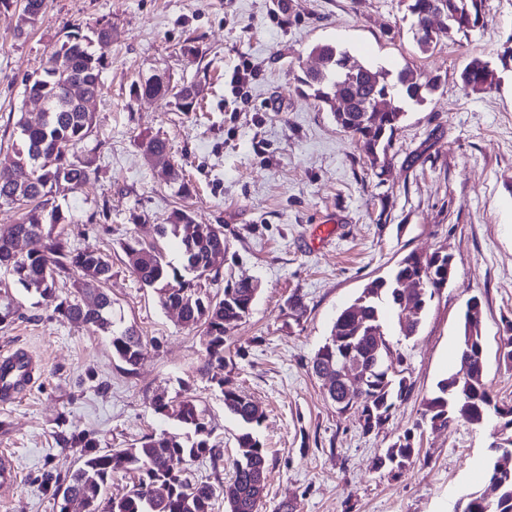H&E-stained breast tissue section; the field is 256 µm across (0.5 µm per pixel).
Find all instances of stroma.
Instances as JSON below:
<instances>
[{
	"mask_svg": "<svg viewBox=\"0 0 512 512\" xmlns=\"http://www.w3.org/2000/svg\"><path fill=\"white\" fill-rule=\"evenodd\" d=\"M17 17L15 0H0V157L17 138L18 117L39 121L24 83L43 74L65 34L75 26L114 32L91 104L96 125L77 149L95 172L56 202L71 216L61 230L74 246L109 255L112 319L134 327L144 350L127 368L106 332L53 316L0 269V307L13 310L0 324V350L24 347L37 361L35 384L0 406V454L20 471L0 512H59L57 488L83 454L73 438L95 440L106 453L176 431L152 408L161 394L186 393L206 409L224 453L221 478L230 480L238 425L224 410L223 378L264 413L258 434L269 470L260 512L284 504L296 512H454L465 492H487L491 426L415 422L423 398L456 369L459 313L473 295L484 314L485 380L512 404V366L499 358L512 321V59L503 57L512 0H486L484 27L441 38L426 53L399 0H47L24 35ZM319 43L439 77L438 90L408 108L385 167L371 166L301 85L318 66L311 49ZM243 57L258 71L244 100L226 82ZM474 59L499 77L481 94L460 80ZM163 73L200 86L196 108L136 95ZM156 135L171 146L161 164L140 147ZM165 163L174 176L162 177ZM175 209L224 227V262L207 294L242 279L259 285L251 315L226 335L220 365L208 363L199 330L136 280L121 247L130 238L154 244L180 266L178 246L156 230ZM435 251L451 255L454 278L435 294L418 334L403 338L395 316L386 321L414 391L380 430L362 434L357 411H337L310 361L365 284L408 253ZM295 292L307 307L299 320L287 304ZM410 428L415 464L395 476L375 470L377 455Z\"/></svg>",
	"mask_w": 512,
	"mask_h": 512,
	"instance_id": "stroma-1",
	"label": "stroma"
}]
</instances>
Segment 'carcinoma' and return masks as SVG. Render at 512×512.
Segmentation results:
<instances>
[{
	"label": "carcinoma",
	"instance_id": "cac0c4a2",
	"mask_svg": "<svg viewBox=\"0 0 512 512\" xmlns=\"http://www.w3.org/2000/svg\"><path fill=\"white\" fill-rule=\"evenodd\" d=\"M400 2L410 16L413 40L422 53L436 47L443 35H465L485 22V0ZM46 8V0H20L18 34L35 27ZM439 14L443 21L434 30L431 18ZM111 44L110 26L97 32L94 43L75 29L52 53L45 75L26 85L27 94L43 99L46 112L36 125L19 117L16 128L20 143L13 153L0 159V200L28 206L18 222L0 224V267L8 269L27 291L37 294L53 313L72 324H91L109 333L112 356L135 367L142 359L141 337L131 327L113 329L112 298L102 288L112 278L109 257L75 248L56 231L58 225L69 223L71 216L50 205L53 195L75 191L94 173L92 161L80 160L73 152L92 133L94 113L66 97L61 88L77 85L89 96L98 95L105 50ZM312 53L319 66L306 72L300 83L312 91L373 165L379 158H387L405 116L401 107L383 109L384 100L398 96L407 104H421L439 87L436 77H424L409 68L393 72L365 64L331 44H317ZM489 67L486 61L469 62L460 74L465 89L473 94L484 92L482 85ZM137 93L172 99L179 110L187 111L197 101L199 90L194 84L153 77L139 86ZM341 98L347 102L343 108L336 104ZM158 231L162 237L177 240L181 267L173 266L156 247L130 240L124 243V251L131 272L143 286L157 293L163 307L180 306L182 325L200 329L208 360L222 364L224 336L251 314L258 284L240 280L226 284L220 298L202 296L203 284L219 276V272L208 270V260L211 253L224 247V236L207 231L182 209L173 210ZM20 236L32 241L34 248L16 257L11 245ZM172 276L181 278L182 287H167ZM452 277L448 255L435 252L423 257L412 252L389 275L368 282L360 295L337 314L329 337L313 358L312 369L319 377L336 383L327 389L333 401L347 396L346 388L333 375L336 364L357 363L368 370L365 387L355 402L363 434L383 426L413 391L404 370H395L394 363H402V358L393 356L385 339L384 313L401 308L407 283H422L423 288L415 294L413 317L398 322L399 335L407 339L416 335L429 302ZM68 279L73 280L75 293L64 296L60 283ZM476 300V296L469 298L462 314L458 370L437 382L431 395L423 399L420 421L375 458V469L393 473L411 467L418 456L415 431L425 424L433 428H447L459 420L474 426L491 424V445L512 451V405L500 402L484 381L483 309ZM223 384L224 410L239 425L238 456L229 483L187 477L188 465L200 459L209 460L213 474L219 475L224 455L211 442L206 409L189 396H179L153 401L157 414L180 427L176 433L150 435L136 447L115 448L108 454L92 451L96 444L88 439L78 441L88 452L68 480L62 497L79 499L85 512H212L213 502L222 494L227 512H258L264 490L252 489L249 474L254 468L268 469L267 450L257 433L264 414L228 381ZM118 471L133 474L135 482L129 494L115 500L105 497V486L108 477ZM484 473L498 476L497 497L488 502L477 491L466 493L458 501L460 512H512V467L496 473V459L489 454Z\"/></svg>",
	"mask_w": 512,
	"mask_h": 512
}]
</instances>
